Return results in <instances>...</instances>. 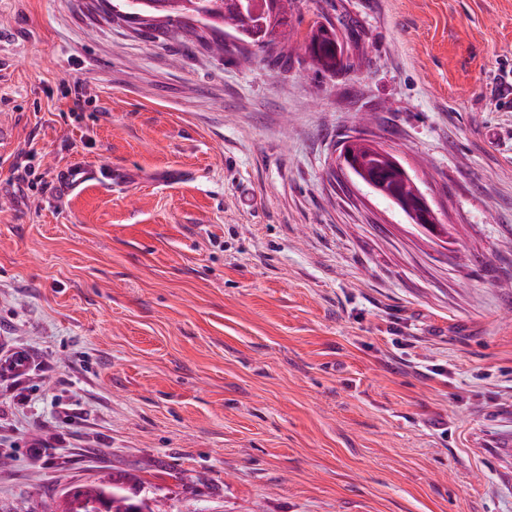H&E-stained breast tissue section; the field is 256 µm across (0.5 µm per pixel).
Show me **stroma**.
Here are the masks:
<instances>
[{"instance_id":"1","label":"stroma","mask_w":512,"mask_h":512,"mask_svg":"<svg viewBox=\"0 0 512 512\" xmlns=\"http://www.w3.org/2000/svg\"><path fill=\"white\" fill-rule=\"evenodd\" d=\"M118 3L0 0V512L115 478L158 512H512V0H301L249 68ZM364 114L448 240L341 166ZM73 165L115 181L63 194ZM329 29L331 35L326 33L321 22L313 21L303 41V47L317 70L334 73L344 66L345 50L335 28L330 25Z\"/></svg>"}]
</instances>
